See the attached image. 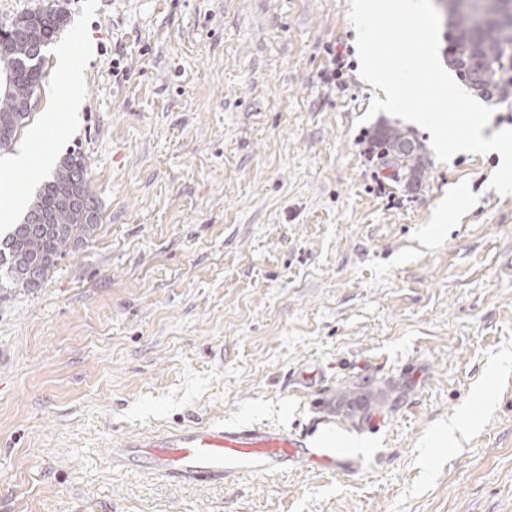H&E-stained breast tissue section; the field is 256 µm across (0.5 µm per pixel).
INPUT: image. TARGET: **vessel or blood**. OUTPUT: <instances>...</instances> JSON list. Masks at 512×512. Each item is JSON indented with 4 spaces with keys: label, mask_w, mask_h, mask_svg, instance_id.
<instances>
[{
    "label": "vessel or blood",
    "mask_w": 512,
    "mask_h": 512,
    "mask_svg": "<svg viewBox=\"0 0 512 512\" xmlns=\"http://www.w3.org/2000/svg\"><path fill=\"white\" fill-rule=\"evenodd\" d=\"M113 466L144 469L164 480L224 481L277 473L293 465L328 474H350L360 456L336 446L334 433L313 440L298 431L261 423L212 424L122 440L111 451Z\"/></svg>",
    "instance_id": "vessel-or-blood-1"
}]
</instances>
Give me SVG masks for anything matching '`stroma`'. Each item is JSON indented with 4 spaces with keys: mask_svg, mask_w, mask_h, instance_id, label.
<instances>
[{
    "mask_svg": "<svg viewBox=\"0 0 512 512\" xmlns=\"http://www.w3.org/2000/svg\"><path fill=\"white\" fill-rule=\"evenodd\" d=\"M53 6L82 103L50 47L28 121L56 159L84 155L99 222L39 287L0 288V512H512L498 155L443 162L420 125L368 116L348 0H0V24ZM387 126L422 147L414 180L370 154ZM347 389L387 400L349 420ZM321 420L363 441V471L176 484L109 454L196 422ZM58 66L66 71L69 86V100L77 108L81 103V86L83 83L82 69L69 64L68 54L63 51L58 58Z\"/></svg>",
    "mask_w": 512,
    "mask_h": 512,
    "instance_id": "1",
    "label": "stroma"
}]
</instances>
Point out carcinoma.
Returning a JSON list of instances; mask_svg holds the SVG:
<instances>
[{
	"label": "carcinoma",
	"instance_id": "carcinoma-1",
	"mask_svg": "<svg viewBox=\"0 0 512 512\" xmlns=\"http://www.w3.org/2000/svg\"><path fill=\"white\" fill-rule=\"evenodd\" d=\"M453 48L450 61L464 81L472 69L480 80L476 92L499 85L512 72V20L486 16L484 0L448 16ZM59 9H30L0 30V51L8 53V80L0 82V148L12 144L21 125L16 103L35 96L42 78L44 49L66 26ZM380 156L395 168L420 169V147L398 130L381 132ZM99 214L89 190V167L84 155L73 151L41 185L17 224L0 238V278L16 288H35L58 261L81 241L92 237Z\"/></svg>",
	"mask_w": 512,
	"mask_h": 512
}]
</instances>
